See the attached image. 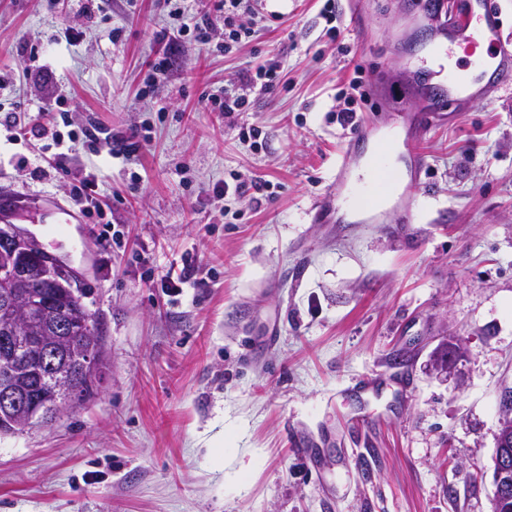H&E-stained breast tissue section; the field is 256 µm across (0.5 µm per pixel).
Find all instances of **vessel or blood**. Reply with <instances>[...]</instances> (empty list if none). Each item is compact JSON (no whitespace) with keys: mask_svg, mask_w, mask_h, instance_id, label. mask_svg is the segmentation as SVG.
Returning <instances> with one entry per match:
<instances>
[{"mask_svg":"<svg viewBox=\"0 0 512 512\" xmlns=\"http://www.w3.org/2000/svg\"><path fill=\"white\" fill-rule=\"evenodd\" d=\"M435 30L433 52L458 49L475 60L474 70L448 67L447 80L428 91L429 108L423 124L436 113L470 101H493L512 88V38L504 34V16L497 0H421ZM391 177L383 160L371 166L361 191L364 206H374Z\"/></svg>","mask_w":512,"mask_h":512,"instance_id":"b4317fda","label":"vessel or blood"}]
</instances>
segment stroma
I'll list each match as a JSON object with an SVG mask.
<instances>
[{"instance_id":"35a3bbf8","label":"stroma","mask_w":512,"mask_h":512,"mask_svg":"<svg viewBox=\"0 0 512 512\" xmlns=\"http://www.w3.org/2000/svg\"><path fill=\"white\" fill-rule=\"evenodd\" d=\"M97 2L0 0V99L33 112L64 95L57 129L79 137L51 170L46 138L0 126V202L76 270L105 351L89 399L0 437V512H492L512 390V93L420 130L408 216L396 180L386 223L317 221L352 133L336 115L356 70L380 86L356 106L378 126L363 154L402 141L389 103L425 107L418 0H357V32L350 0L330 22L324 0H255L253 40L227 52L219 32L205 53L161 38L168 0ZM277 61V88L248 111L211 107L227 78ZM91 173L102 225L71 192ZM254 177L273 199L213 192ZM107 226L123 234L109 250ZM187 254L203 285L171 296L161 277ZM364 377L385 382L381 396L352 392ZM361 414L377 426L356 430ZM294 433L312 457L291 451Z\"/></svg>"}]
</instances>
